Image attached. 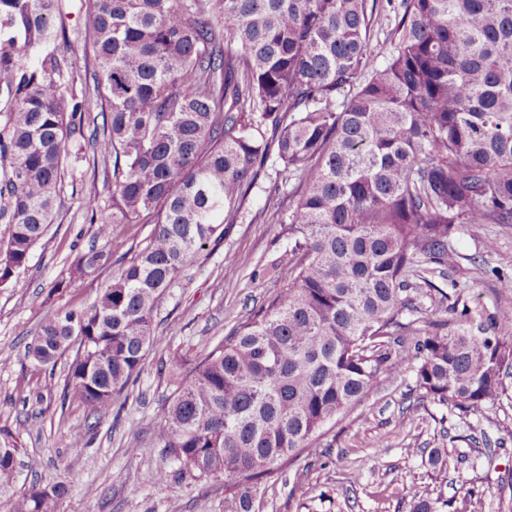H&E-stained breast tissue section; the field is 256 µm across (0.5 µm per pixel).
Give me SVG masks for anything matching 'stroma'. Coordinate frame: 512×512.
Wrapping results in <instances>:
<instances>
[{
	"label": "stroma",
	"instance_id": "stroma-1",
	"mask_svg": "<svg viewBox=\"0 0 512 512\" xmlns=\"http://www.w3.org/2000/svg\"><path fill=\"white\" fill-rule=\"evenodd\" d=\"M52 24L68 39L73 91L98 114L82 0H57ZM290 189L278 164L268 161L235 224L159 300L157 340L142 371L118 410L96 425L86 408L62 406L64 365L45 371L27 358L26 345L47 314L91 306L113 272L145 246L152 227L112 224L99 237L83 197L96 193L102 216H109L112 171L84 159L73 163L54 222L19 272V287L0 288V432L12 433L24 449L17 490L53 485L70 471L75 480L61 512H225L223 479L179 471L153 424L171 401L174 361L210 350L287 281L288 239L279 216ZM106 242L112 259L98 277L72 278L76 258ZM451 247L459 258L434 276V291H422V308L432 312L455 300L469 308L473 323H512V307L499 291L501 279L512 278V225H461ZM61 281L65 289L53 293ZM505 386L482 412L466 413L422 397L412 370L381 374L359 404L321 430L315 455L257 486L254 512H408L423 497L448 499L444 512H512V376ZM76 439L82 448H72ZM432 448L445 450L447 469L429 464Z\"/></svg>",
	"mask_w": 512,
	"mask_h": 512
}]
</instances>
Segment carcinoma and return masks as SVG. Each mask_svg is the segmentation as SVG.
<instances>
[{
    "label": "carcinoma",
    "instance_id": "obj_1",
    "mask_svg": "<svg viewBox=\"0 0 512 512\" xmlns=\"http://www.w3.org/2000/svg\"><path fill=\"white\" fill-rule=\"evenodd\" d=\"M56 0H0V286L53 224L82 152L112 165V224L146 246L87 309L47 315L27 347L69 350L62 404L98 424L141 371L163 293L236 220L270 155L297 180L281 218L288 283L189 367L156 437L180 468L224 478L226 512L315 452L314 437L381 373L412 366L442 405L481 410L512 375V325L433 319L411 279L456 260L463 224H512V0H84L107 105L85 137V96ZM397 24L384 62L378 14ZM107 246L75 278L111 261ZM22 448L0 437V512H59L71 479L13 491Z\"/></svg>",
    "mask_w": 512,
    "mask_h": 512
}]
</instances>
